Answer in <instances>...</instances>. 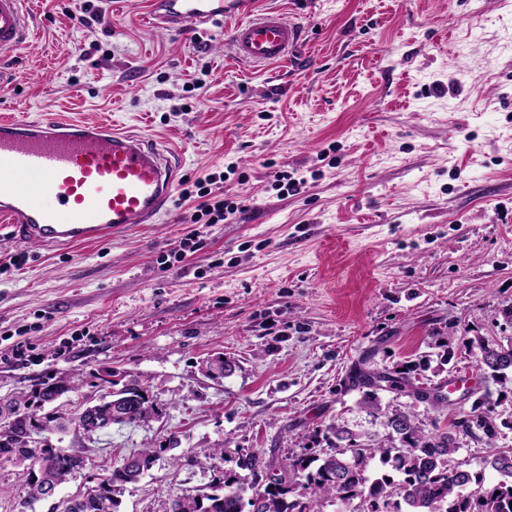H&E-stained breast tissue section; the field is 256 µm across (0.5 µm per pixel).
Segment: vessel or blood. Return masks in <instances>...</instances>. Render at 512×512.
Wrapping results in <instances>:
<instances>
[{
	"label": "vessel or blood",
	"mask_w": 512,
	"mask_h": 512,
	"mask_svg": "<svg viewBox=\"0 0 512 512\" xmlns=\"http://www.w3.org/2000/svg\"><path fill=\"white\" fill-rule=\"evenodd\" d=\"M223 22L224 0H153L150 12L164 32ZM28 34L23 0H0V51L18 49ZM301 36L280 13L266 12L236 24L227 45L261 70L288 60ZM176 176L172 148L106 120L0 119V220L24 241L70 246L155 223Z\"/></svg>",
	"instance_id": "vessel-or-blood-1"
}]
</instances>
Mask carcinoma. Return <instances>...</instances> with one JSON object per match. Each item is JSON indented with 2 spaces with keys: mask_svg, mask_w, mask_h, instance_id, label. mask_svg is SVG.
<instances>
[{
  "mask_svg": "<svg viewBox=\"0 0 512 512\" xmlns=\"http://www.w3.org/2000/svg\"><path fill=\"white\" fill-rule=\"evenodd\" d=\"M475 355L476 367L494 381L512 384V348L480 338ZM417 366L384 372L359 371L352 376V387L360 393L358 407L367 416L381 420L385 434L357 432L345 425L333 427L336 445L331 452L314 447L302 448L286 457L282 473L271 472L258 453L248 458L253 472L263 479L245 482L233 471L224 472L222 493L184 495L169 504L168 512H320L319 503L333 499L352 507L350 512H512V448H496L500 428H512V418L498 413L500 399L485 392L476 398L470 411L442 428H432L414 413L396 406L382 407L379 392L404 393L439 411L450 405L441 387H425L413 381ZM135 380H112V399L96 408L93 426L107 433L116 425L139 426L159 413L149 396L133 387ZM75 389L74 377L53 375L30 392L5 403L23 419L44 410L57 396ZM83 427L81 410L56 412L39 429ZM27 424L7 429L0 425V459L22 467L29 498L39 499L49 484L60 485L76 470L80 458L66 448L44 443L35 445L28 437ZM474 437L490 445L477 471L456 461L460 436ZM161 448L149 446L136 452L141 465L129 469L124 459L107 461L100 492L95 499L79 495L63 512H117L113 498L117 487L133 483L157 459ZM499 475L495 483L485 481V472Z\"/></svg>",
  "mask_w": 512,
  "mask_h": 512,
  "instance_id": "cac0c4a2",
  "label": "carcinoma"
}]
</instances>
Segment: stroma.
<instances>
[{
    "label": "stroma",
    "instance_id": "1",
    "mask_svg": "<svg viewBox=\"0 0 512 512\" xmlns=\"http://www.w3.org/2000/svg\"><path fill=\"white\" fill-rule=\"evenodd\" d=\"M91 3L82 17L76 0H25L35 37L0 55V113L169 143L179 180L219 177L241 210L195 224L176 196L156 223L59 250L0 223V399L73 373L62 405L95 400V374L113 371L160 409L107 434L49 432L84 458L53 499L27 503L0 459V512H55L147 444L160 454L119 512L212 493L242 452L277 465L331 448L339 423L381 432L349 386L360 366L411 360L421 382L462 373L498 392L469 342L512 346V0H228L196 37L150 28L152 0ZM272 9L305 31L290 66L233 62L230 30ZM279 171L304 185L285 192ZM217 355L233 366L220 380L204 369Z\"/></svg>",
    "mask_w": 512,
    "mask_h": 512
}]
</instances>
